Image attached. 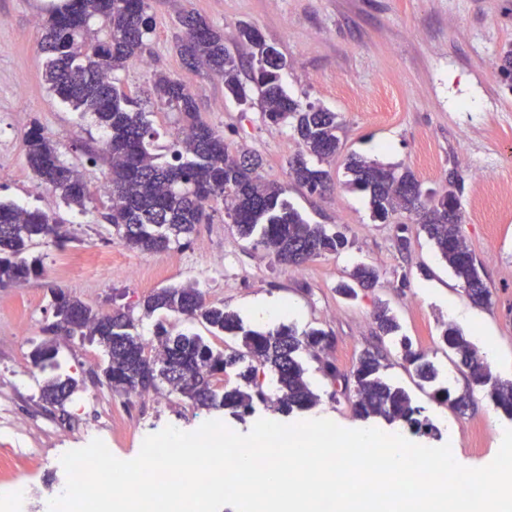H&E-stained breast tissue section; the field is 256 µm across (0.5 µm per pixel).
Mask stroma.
Returning <instances> with one entry per match:
<instances>
[{"label": "stroma", "mask_w": 512, "mask_h": 512, "mask_svg": "<svg viewBox=\"0 0 512 512\" xmlns=\"http://www.w3.org/2000/svg\"><path fill=\"white\" fill-rule=\"evenodd\" d=\"M47 5L0 0V200L56 214L72 235L62 249L31 248L44 275L0 288V460L18 448L32 451L13 469H0V498L26 484L38 499H51L63 479L61 456L96 438L131 460L147 435L168 425L192 432L220 420L245 434L258 419H282L270 403H255L242 421L200 410L162 381L140 395L114 391L102 376V347L76 337L56 338V367L34 366L32 353L46 339L58 290L96 311L132 310L148 339L160 321L175 332H206L174 314L144 316V299L162 287L195 284L209 303L241 315L248 328L255 325L246 315L250 303L286 301L297 310L290 326L300 332L320 328L335 339L325 360L301 354L319 396L317 409L329 420L349 429L361 423L352 394L337 393L321 371L323 361L348 373L368 351L437 428L422 435L403 424L401 433L425 446L450 445L463 466L488 465L501 445L500 429L512 420L478 393L468 410L457 412L437 399L436 389L448 388L455 397L468 389L466 373L455 368L441 339L447 325L469 336L485 360L512 358V87L501 72V55L512 44V0H150L153 62L146 70L133 63L120 72L128 94L148 86L154 73L184 74L176 20L190 11L223 33L225 45L244 63L250 48L240 42L238 25H255L285 61L281 84L288 96L337 114L340 149L323 164L335 190L321 197L289 181L287 162L299 149L290 127L268 123L259 102L237 103L221 78L197 74L190 87L200 118L223 133L229 153L258 154L263 178L287 185L289 203L308 223L347 237L341 253L323 254L298 269L276 264L262 247L239 238L220 209L212 223L197 226L188 245L150 253L120 239L103 217L105 198H95L81 214L37 183L25 160V140L36 126L88 182L104 180L107 172L104 162L90 163L82 152L85 145L102 144L103 129L91 115L61 103L44 81L46 56L36 21ZM353 155L411 171L439 195L447 191L451 172L463 176L461 232L493 293L491 305L474 306L464 283L407 214L374 220L368 192L348 184L345 165ZM400 224L410 240L406 250L396 245ZM76 250L102 253L111 262L66 270L63 256ZM360 264L374 268L378 282L357 298H344L336 287ZM132 265L145 266L149 279L128 278L123 269ZM446 295L462 309H477L479 321L451 317L441 302ZM381 305L397 318L413 349L438 369L437 385L421 382L400 348L380 335L374 312ZM491 371L512 379V372L493 363ZM57 373L79 382L62 407L41 398L45 382Z\"/></svg>", "instance_id": "obj_1"}]
</instances>
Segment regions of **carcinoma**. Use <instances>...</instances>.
Returning a JSON list of instances; mask_svg holds the SVG:
<instances>
[{
  "label": "carcinoma",
  "instance_id": "cac0c4a2",
  "mask_svg": "<svg viewBox=\"0 0 512 512\" xmlns=\"http://www.w3.org/2000/svg\"><path fill=\"white\" fill-rule=\"evenodd\" d=\"M178 23L177 48L183 63L224 80L225 91L242 103L248 99L247 83H252L260 93L266 120L288 125L298 135L302 151L288 162L289 178L312 194L331 191L329 172L309 165L304 154L320 161L336 155L340 149L336 113L288 96L281 86L283 58L255 26L239 24L241 41L252 49L251 70L243 76L219 31L191 12L179 16ZM42 29V50L47 53L45 83L63 102L92 113L106 132L102 146L90 147L87 152L94 162L100 156L108 162L104 218L129 246L159 252L186 245L196 225L212 222L213 204L218 202L224 203L225 215L239 236H257V243L279 265L297 268L348 246L343 233L307 223L285 198L286 186L262 178L259 156L229 154L224 135L199 119L195 99L179 76L154 74L139 97L128 95L119 86L116 73L150 54L153 22L149 0H67L47 11ZM155 105L181 113L185 122L184 137L170 144L171 161L165 164L152 152L157 132L146 107ZM25 157L42 187L58 195L66 207L87 211L92 200L88 183L78 167L60 159L55 144L42 130L30 134ZM347 170L352 174L351 185L369 192L376 220L384 223L402 212L415 216L441 258L464 283L470 299L477 305L491 303L492 292L460 231L462 175H451L450 189L437 197L403 191L407 186H421L408 170L400 173L356 156L350 157ZM67 241L56 216L0 201V288L42 274L40 260L29 258L33 245L42 242L62 247ZM350 277L351 282L340 284L338 292L352 299L358 296L357 288H371L378 280V274L364 265L355 267ZM52 307L56 317L78 322L79 338L105 348L108 363L104 376L115 391H146L164 380L199 408L245 411L256 400H268L260 374L270 371L276 376V404L281 412L303 411L317 401L297 354L315 350L327 336L322 329L301 334L290 325L268 331L247 329L235 313L208 303L194 285L168 286L147 296L144 315L157 311L177 314L204 324L213 336L239 339L241 349L226 354L197 333L174 334L160 322L155 328V356L148 359L144 356L148 343L130 314L100 313L61 291L53 293ZM375 319L381 335L399 339L403 358L417 378L428 384L437 382L439 372L434 364L412 349L409 338L397 337L396 318L381 308ZM442 341L468 369L472 384L512 418V382L493 376L476 346L458 327L448 325ZM56 356L57 348L48 341L34 350L32 361L44 367L55 364ZM231 369L237 371L242 384L228 389L221 382ZM382 369L374 354L360 357L353 371L355 413L362 418L419 423L420 408L405 389L386 379ZM77 387L78 381L70 375L56 377L44 386L41 397L50 405L61 406Z\"/></svg>",
  "mask_w": 512,
  "mask_h": 512
}]
</instances>
